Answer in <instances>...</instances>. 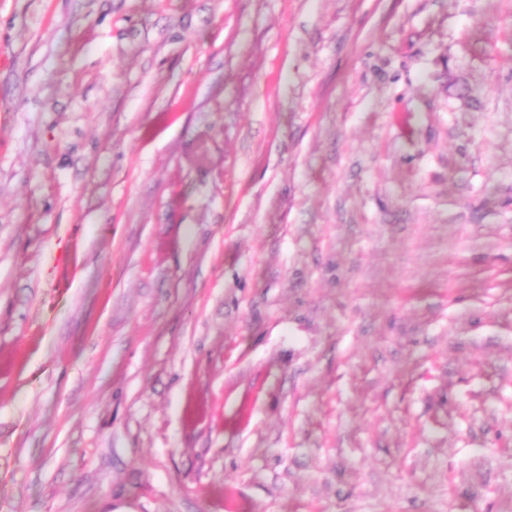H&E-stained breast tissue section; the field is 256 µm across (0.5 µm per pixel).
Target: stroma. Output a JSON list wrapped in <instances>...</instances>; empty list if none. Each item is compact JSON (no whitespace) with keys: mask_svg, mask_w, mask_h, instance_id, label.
Here are the masks:
<instances>
[{"mask_svg":"<svg viewBox=\"0 0 512 512\" xmlns=\"http://www.w3.org/2000/svg\"><path fill=\"white\" fill-rule=\"evenodd\" d=\"M0 512H512V0H0Z\"/></svg>","mask_w":512,"mask_h":512,"instance_id":"stroma-1","label":"stroma"}]
</instances>
